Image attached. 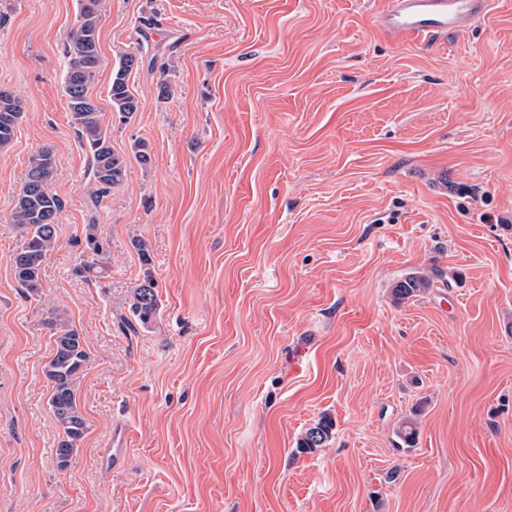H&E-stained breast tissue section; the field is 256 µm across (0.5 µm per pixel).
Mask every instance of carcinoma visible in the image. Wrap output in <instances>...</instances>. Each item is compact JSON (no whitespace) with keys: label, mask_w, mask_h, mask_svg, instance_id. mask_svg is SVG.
Returning a JSON list of instances; mask_svg holds the SVG:
<instances>
[{"label":"carcinoma","mask_w":512,"mask_h":512,"mask_svg":"<svg viewBox=\"0 0 512 512\" xmlns=\"http://www.w3.org/2000/svg\"><path fill=\"white\" fill-rule=\"evenodd\" d=\"M99 3L100 0H78V26L71 32L66 46L63 90L80 141L91 158L92 180L105 192L124 181L128 158L112 148L107 129L101 123L99 108L90 93L100 64ZM139 62L137 55L129 54L112 73L109 96L112 112L121 122L129 121L140 109L138 98L127 84V74ZM22 118L21 100L0 88V150L13 142ZM54 173L53 151L41 150L30 160L10 212V223L17 226L21 236V244L12 257L15 279L32 295L42 288L44 263L56 243V219L62 209V201L49 188ZM87 245L91 258L82 259L77 272L96 278L106 271L103 262L105 251L93 236L88 237ZM432 285L431 278L420 272H411L397 283L395 295L405 300L426 292ZM158 306L155 283L148 272L133 291V315L146 326L157 316ZM47 326L54 338L53 354L45 366V375L51 384L48 404L62 433L56 456L58 467L64 469L87 430L77 398V383L88 361V352L83 336L62 315H52ZM331 433V421L322 419L305 432L299 447L320 448ZM416 434V424L410 418L403 420L396 431L399 440L408 447L414 445Z\"/></svg>","instance_id":"cac0c4a2"}]
</instances>
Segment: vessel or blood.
<instances>
[{
	"label": "vessel or blood",
	"mask_w": 512,
	"mask_h": 512,
	"mask_svg": "<svg viewBox=\"0 0 512 512\" xmlns=\"http://www.w3.org/2000/svg\"><path fill=\"white\" fill-rule=\"evenodd\" d=\"M495 0H387L381 30L400 43L458 34L488 14Z\"/></svg>",
	"instance_id": "obj_1"
}]
</instances>
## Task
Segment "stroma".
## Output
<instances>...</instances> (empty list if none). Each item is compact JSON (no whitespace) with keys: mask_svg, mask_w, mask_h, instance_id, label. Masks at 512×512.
<instances>
[{"mask_svg":"<svg viewBox=\"0 0 512 512\" xmlns=\"http://www.w3.org/2000/svg\"><path fill=\"white\" fill-rule=\"evenodd\" d=\"M382 8L101 0L91 95L113 149L152 156L102 193L62 90L77 0H0V88L24 110L0 151V512H512V0L404 45ZM138 51L122 124L108 87ZM45 148L63 207L31 296L10 212ZM90 233L101 278L76 271ZM413 271L445 283L397 299ZM55 311L89 353L63 470ZM159 300L151 273H146L141 284L133 291L132 311L136 320L147 326L158 313ZM332 433V423L330 420L320 419V421L305 432V436L301 439L299 448H321L328 441Z\"/></svg>","mask_w":512,"mask_h":512,"instance_id":"1","label":"stroma"}]
</instances>
